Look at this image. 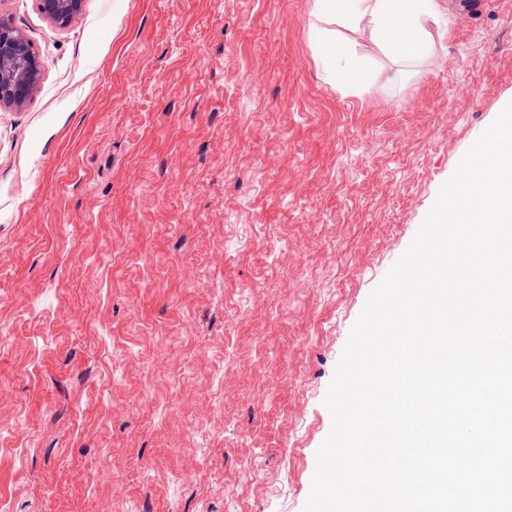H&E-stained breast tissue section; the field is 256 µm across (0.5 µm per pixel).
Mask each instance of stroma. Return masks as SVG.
Masks as SVG:
<instances>
[{
    "label": "stroma",
    "mask_w": 512,
    "mask_h": 512,
    "mask_svg": "<svg viewBox=\"0 0 512 512\" xmlns=\"http://www.w3.org/2000/svg\"><path fill=\"white\" fill-rule=\"evenodd\" d=\"M435 2L405 65L312 0H0L43 63L0 109L10 512H303L353 325L512 102V0ZM83 0H39L41 13L52 23L67 26L81 14ZM313 53L328 78L343 90L357 89L362 83V62L346 39L327 30L313 37Z\"/></svg>",
    "instance_id": "35a3bbf8"
}]
</instances>
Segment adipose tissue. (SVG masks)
I'll list each match as a JSON object with an SVG mask.
<instances>
[{"instance_id": "ef3b65f1", "label": "adipose tissue", "mask_w": 512, "mask_h": 512, "mask_svg": "<svg viewBox=\"0 0 512 512\" xmlns=\"http://www.w3.org/2000/svg\"><path fill=\"white\" fill-rule=\"evenodd\" d=\"M316 15L358 30L370 24L381 49L411 61L428 53L426 24L435 13L434 0H314ZM313 53L328 78L339 88L352 90L362 83V62L349 41L327 30L313 37Z\"/></svg>"}]
</instances>
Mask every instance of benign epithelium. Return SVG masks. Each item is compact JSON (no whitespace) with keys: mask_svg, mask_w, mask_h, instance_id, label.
I'll return each mask as SVG.
<instances>
[{"mask_svg":"<svg viewBox=\"0 0 512 512\" xmlns=\"http://www.w3.org/2000/svg\"><path fill=\"white\" fill-rule=\"evenodd\" d=\"M83 0H39L41 13L52 23L67 26L81 14ZM42 64L30 41L0 17V108L20 109L40 86Z\"/></svg>","mask_w":512,"mask_h":512,"instance_id":"benign-epithelium-1","label":"benign epithelium"}]
</instances>
